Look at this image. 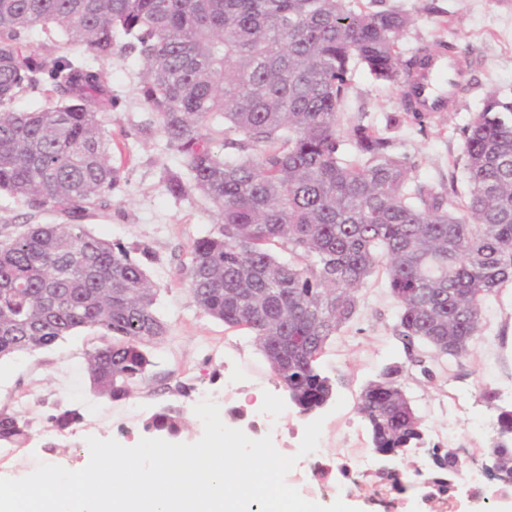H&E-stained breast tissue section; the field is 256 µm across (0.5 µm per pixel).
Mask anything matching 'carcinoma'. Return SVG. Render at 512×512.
I'll use <instances>...</instances> for the list:
<instances>
[{"mask_svg": "<svg viewBox=\"0 0 512 512\" xmlns=\"http://www.w3.org/2000/svg\"><path fill=\"white\" fill-rule=\"evenodd\" d=\"M385 2L0 0V192L63 218L0 235V359L95 328L112 342L87 356L91 387L120 401L151 365L146 346L167 334L146 270L158 261L152 247H125L83 224L123 181L102 120L113 100L100 64L117 51L143 62L140 96L179 158L168 192H199L217 216L184 266L192 301L251 333L300 414L332 398L318 362L380 269L404 348L420 342L439 365L463 356L481 332L484 301L512 285V91H487L460 129L464 200L416 180L388 131L431 124L433 113L413 106L412 79L432 48L405 56L410 19ZM36 25L74 52L27 50ZM357 66L399 90L401 111L384 130L361 116L343 121ZM42 90L46 107L16 109ZM277 244L288 260L268 249ZM401 375L385 366L358 412L376 453L427 449L424 499L443 497L464 461L427 445ZM81 419L73 407L50 417L60 430ZM498 421L505 437L492 438L487 455L509 491L512 408ZM184 422L170 403L142 428L176 437ZM29 427L23 415L0 413V442H22Z\"/></svg>", "mask_w": 512, "mask_h": 512, "instance_id": "carcinoma-1", "label": "carcinoma"}]
</instances>
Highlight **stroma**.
Listing matches in <instances>:
<instances>
[{"instance_id": "35a3bbf8", "label": "stroma", "mask_w": 512, "mask_h": 512, "mask_svg": "<svg viewBox=\"0 0 512 512\" xmlns=\"http://www.w3.org/2000/svg\"><path fill=\"white\" fill-rule=\"evenodd\" d=\"M387 3L410 19L401 40L404 54L443 38L472 50L482 63L478 85L462 98L457 111L437 114L426 133L409 126L394 132L419 180L451 182L458 193H465L464 172L452 167L461 156L459 131L479 111L486 90L512 88V0ZM103 70L115 101L104 124L112 139V161L123 167L127 181L113 192L110 207L90 215L85 223L97 236L126 246L146 242L158 253V262L148 264L147 273L159 290L156 308L168 332L148 346L152 364L134 394L117 402L89 388L87 355L102 343L96 329H81L52 347L0 359V412L21 410L31 421L27 441L9 453L0 452V477H25L41 463L82 469L90 459V436L135 446L145 436L143 420L168 403L181 405L185 412L179 442H197L203 425L194 408L207 398L218 405L226 426L253 439L271 437L279 453L296 456L314 417L299 414L290 403L252 337L225 328L198 310L182 281L194 241L214 228L216 217L202 195L177 199L167 191L163 172L177 169L178 158L168 149L161 129L147 136L136 131L148 117L138 95L143 64L137 56L116 53ZM398 109L394 85L376 82L364 69L354 70L345 116L363 112L382 128ZM60 221L56 212L31 213L22 200L0 193L1 234L23 222ZM360 295L356 318L337 332L320 361L335 389L318 414L324 422L315 455L327 468L331 485L347 484L353 477L367 486L383 465L368 442L357 406L363 388L390 364L402 366L399 382L422 418L428 439L457 448L473 469H480L498 428V407L512 406V288L486 300L481 337L459 362L430 376L410 361L394 336L397 306L385 274H374ZM178 382L188 386L187 396L161 389L162 384ZM488 390L496 393V405L484 399ZM69 406L79 408L82 419L67 430H57L49 416ZM471 487L465 477L451 495L426 501L422 485L400 492L384 484L377 492L366 490L345 502L360 512H512V503L496 497L492 482H484L481 501L469 498Z\"/></svg>"}]
</instances>
